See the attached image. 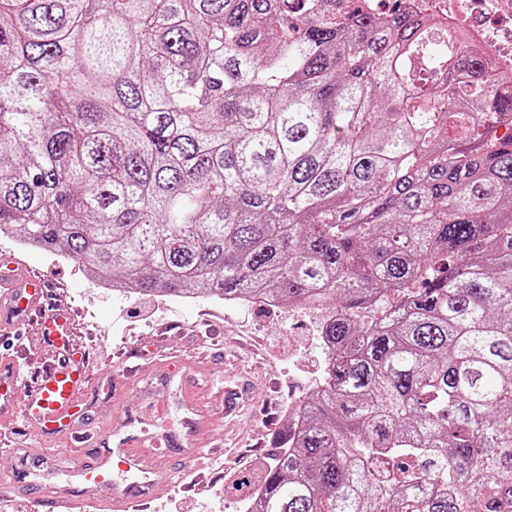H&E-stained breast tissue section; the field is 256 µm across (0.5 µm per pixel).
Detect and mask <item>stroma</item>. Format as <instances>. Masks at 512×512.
I'll use <instances>...</instances> for the list:
<instances>
[{
	"instance_id": "obj_1",
	"label": "stroma",
	"mask_w": 512,
	"mask_h": 512,
	"mask_svg": "<svg viewBox=\"0 0 512 512\" xmlns=\"http://www.w3.org/2000/svg\"><path fill=\"white\" fill-rule=\"evenodd\" d=\"M14 256L47 275L54 304L73 314L92 370L80 401L89 423L109 432L114 409L149 418L166 403L181 447L165 467L168 479L149 491L148 512H236L242 476L257 477L263 459L275 450L286 430L288 402L313 392L321 377L322 351L312 315L299 324L262 309L230 310L202 299L183 304L167 298H126L99 288L81 264L62 256L28 249ZM234 380L244 385L249 404L228 418L198 385ZM202 413L205 431L179 426L183 417ZM40 448L52 469L71 459L93 462L98 447L75 448L70 436H44L24 419L0 437V478L12 481L0 492V512L28 505L21 481L33 461L30 447Z\"/></svg>"
}]
</instances>
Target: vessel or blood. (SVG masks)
<instances>
[{
    "mask_svg": "<svg viewBox=\"0 0 512 512\" xmlns=\"http://www.w3.org/2000/svg\"><path fill=\"white\" fill-rule=\"evenodd\" d=\"M46 292L44 276L24 273L13 258H0V320L35 315L42 328L39 344L54 354L52 360L40 367L32 395L21 404L17 403L13 390L19 361L30 350L22 344L13 356L0 358V433L11 428L21 416L47 435L72 436L76 433L74 424L83 414L79 395L88 381V361L74 341L73 316L63 309L46 310L43 306ZM133 423L132 417L114 412L112 428L103 442L105 452L101 461L92 466L79 465L71 472L82 484V492L66 486L49 488L34 481L30 484L32 493L51 491L59 512H81L86 506V491L120 477L129 480L131 488L113 499L112 512H144L149 490L168 477L161 462L176 442L170 432L137 429Z\"/></svg>",
    "mask_w": 512,
    "mask_h": 512,
    "instance_id": "b4317fda",
    "label": "vessel or blood"
}]
</instances>
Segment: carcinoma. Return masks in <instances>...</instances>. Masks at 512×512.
Returning a JSON list of instances; mask_svg holds the SVG:
<instances>
[{
  "label": "carcinoma",
  "mask_w": 512,
  "mask_h": 512,
  "mask_svg": "<svg viewBox=\"0 0 512 512\" xmlns=\"http://www.w3.org/2000/svg\"><path fill=\"white\" fill-rule=\"evenodd\" d=\"M326 2L0 0V229L139 295L332 302L259 512H512V91Z\"/></svg>",
  "instance_id": "obj_1"
}]
</instances>
